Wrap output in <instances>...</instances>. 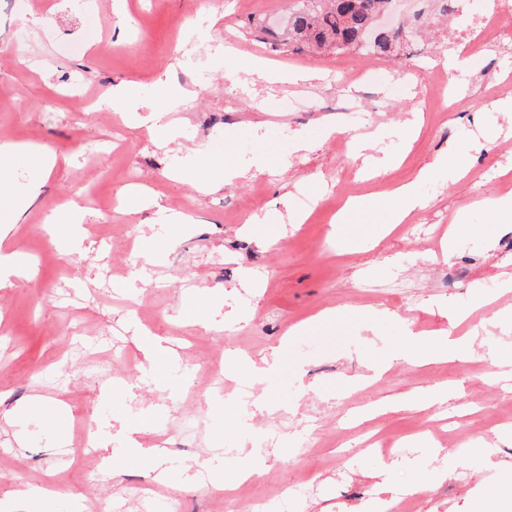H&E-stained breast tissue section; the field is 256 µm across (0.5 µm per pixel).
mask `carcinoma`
Returning a JSON list of instances; mask_svg holds the SVG:
<instances>
[{
	"instance_id": "cac0c4a2",
	"label": "carcinoma",
	"mask_w": 512,
	"mask_h": 512,
	"mask_svg": "<svg viewBox=\"0 0 512 512\" xmlns=\"http://www.w3.org/2000/svg\"><path fill=\"white\" fill-rule=\"evenodd\" d=\"M291 15L288 42L298 50L361 48L385 55L400 44L396 34L385 35L373 44L360 43L361 34L374 26L375 18L390 0H299Z\"/></svg>"
}]
</instances>
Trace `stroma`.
<instances>
[{
	"mask_svg": "<svg viewBox=\"0 0 512 512\" xmlns=\"http://www.w3.org/2000/svg\"><path fill=\"white\" fill-rule=\"evenodd\" d=\"M292 4L0 0V142L45 145L56 155L40 178L24 161L5 164L15 190L29 194L5 246L26 254L36 273L0 288V500L49 480L56 497L33 500L29 512H151L141 491L155 484L175 512H248L252 502L274 512L302 481L306 493L291 498V512H361L420 480L429 490L414 495L412 512H480L491 488L505 493L501 512H512V436L500 432L512 426V379L501 381L495 364L512 349V295L499 288L502 274L512 273V223L472 205L501 189L497 152L512 153L501 107L512 102V86L496 72L478 79L467 63L454 74L457 92L443 91L439 111H427L429 73L447 71L454 55L447 33L422 31L397 57L358 49L311 54L281 42ZM251 59L269 65L276 81L227 79ZM311 70L317 79L298 80ZM360 75L382 94L365 101L358 126L337 112L284 104L334 98ZM74 81L92 108L67 97ZM124 81L139 83L148 100L161 83L185 91L168 114L178 142L160 146L123 110L104 112L107 91ZM418 112L423 125L412 141L402 122ZM299 137L308 149L295 150ZM347 137L365 153L404 161L382 180L364 179L360 160L340 151ZM451 148L467 173L455 179L437 170L418 186L424 208L386 230L382 185L411 178ZM257 155L266 160L261 172L209 193L170 178L217 156L243 165ZM132 171L156 205L88 210L89 251L46 265L55 251L46 229L51 210L87 186L119 196ZM350 195L368 207L343 213ZM144 235L161 245L147 285L136 280ZM267 238L273 248L262 247ZM245 274L254 287L242 288ZM189 298L210 305L215 329L188 324L182 306ZM452 307L470 311L454 330L471 342L466 360L391 362L397 318L435 339L449 329ZM326 310L333 318H323ZM240 311L243 321L228 322ZM77 328L93 344L111 345L112 380L99 381L80 355L63 364ZM147 329L174 350L167 370L175 379L187 358L204 369L229 352L257 361L277 348L281 359L264 379L247 369L225 377L217 402L201 383L172 395L148 378L138 347ZM383 362L380 378L358 383L369 365ZM438 382L460 384L476 412L454 418L450 401L353 422L368 405ZM263 404L273 413L260 412ZM147 409L156 418L138 439L165 449V475L106 467L97 457L71 466L61 455L79 446V421L120 453L123 425ZM374 433L392 437L398 455L358 452ZM247 456L264 467L242 487ZM216 472L232 490L211 492Z\"/></svg>",
	"mask_w": 512,
	"mask_h": 512,
	"instance_id": "obj_1",
	"label": "stroma"
}]
</instances>
